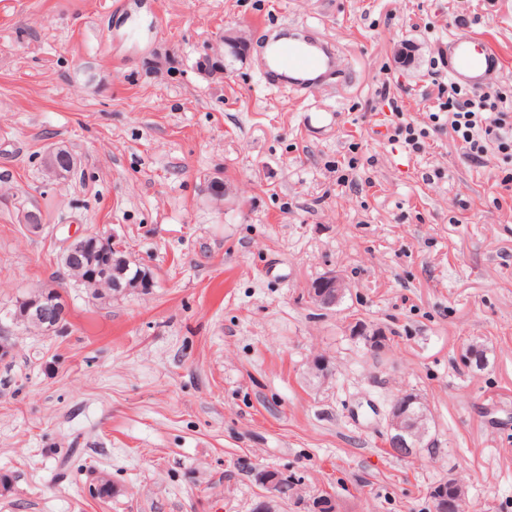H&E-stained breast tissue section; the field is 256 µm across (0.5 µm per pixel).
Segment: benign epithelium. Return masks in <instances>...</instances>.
<instances>
[{
	"label": "benign epithelium",
	"instance_id": "obj_1",
	"mask_svg": "<svg viewBox=\"0 0 512 512\" xmlns=\"http://www.w3.org/2000/svg\"><path fill=\"white\" fill-rule=\"evenodd\" d=\"M130 259L119 248H107L106 238L99 232L87 230L74 235L59 256V264L67 276L84 285L95 299H106L131 287L148 292L154 287L150 270L141 266L134 278H127ZM311 297L325 308L336 305L345 292V283L334 273H327L308 289ZM67 319L64 294L48 285L18 297V309L12 322L44 335L60 332ZM418 397L403 394L395 399L388 413L389 443L416 453L418 438L412 435L411 425L416 417ZM260 484L266 496H276L280 474L272 470L259 472ZM434 512H461V493L454 481L448 480L431 491Z\"/></svg>",
	"mask_w": 512,
	"mask_h": 512
}]
</instances>
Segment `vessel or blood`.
<instances>
[{
  "mask_svg": "<svg viewBox=\"0 0 512 512\" xmlns=\"http://www.w3.org/2000/svg\"><path fill=\"white\" fill-rule=\"evenodd\" d=\"M442 50V64L455 86L473 93H486L498 86L504 74L503 59L483 39L453 36ZM263 60L261 76L266 84L297 92L314 91L342 73L335 46L316 38L286 42L268 35Z\"/></svg>",
  "mask_w": 512,
  "mask_h": 512,
  "instance_id": "vessel-or-blood-1",
  "label": "vessel or blood"
}]
</instances>
